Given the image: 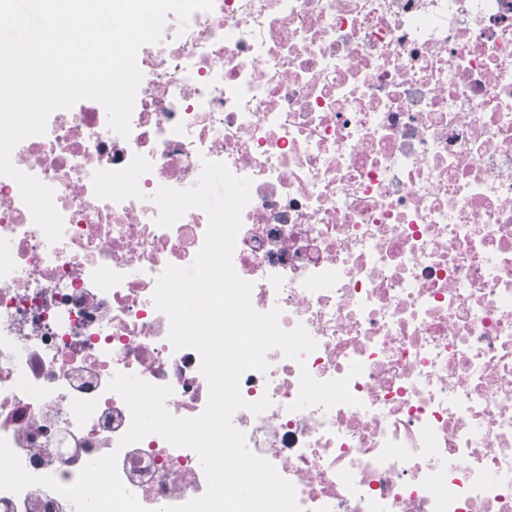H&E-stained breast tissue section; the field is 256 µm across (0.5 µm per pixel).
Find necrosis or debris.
I'll use <instances>...</instances> for the list:
<instances>
[{
  "instance_id": "necrosis-or-debris-1",
  "label": "necrosis or debris",
  "mask_w": 512,
  "mask_h": 512,
  "mask_svg": "<svg viewBox=\"0 0 512 512\" xmlns=\"http://www.w3.org/2000/svg\"><path fill=\"white\" fill-rule=\"evenodd\" d=\"M137 64L129 137L82 100L12 153L53 188L61 240L0 176V437L24 468L68 486L114 451L151 512L205 492L191 449L119 447L131 414L107 385L171 386L182 418L206 406L152 295L208 218L163 228L150 200L206 158L252 181L232 261L253 307L317 343L243 373L271 405L233 416L303 512H512V0H214ZM137 154L142 198H97L94 172ZM304 369L349 377L356 404L292 410ZM0 512L74 508L33 485Z\"/></svg>"
}]
</instances>
